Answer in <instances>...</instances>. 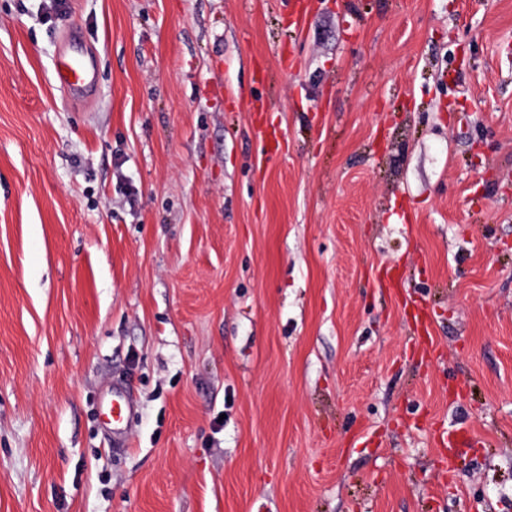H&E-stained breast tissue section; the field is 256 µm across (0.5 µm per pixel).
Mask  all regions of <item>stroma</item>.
I'll return each mask as SVG.
<instances>
[{"mask_svg":"<svg viewBox=\"0 0 512 512\" xmlns=\"http://www.w3.org/2000/svg\"><path fill=\"white\" fill-rule=\"evenodd\" d=\"M310 2L0 0V512H512V0ZM55 79L72 103H84L98 92V72L95 55L82 42L65 34L55 60ZM133 400L125 390L120 387H112V398L102 407L112 424V434L121 436L125 430V424L133 413Z\"/></svg>","mask_w":512,"mask_h":512,"instance_id":"35a3bbf8","label":"stroma"}]
</instances>
